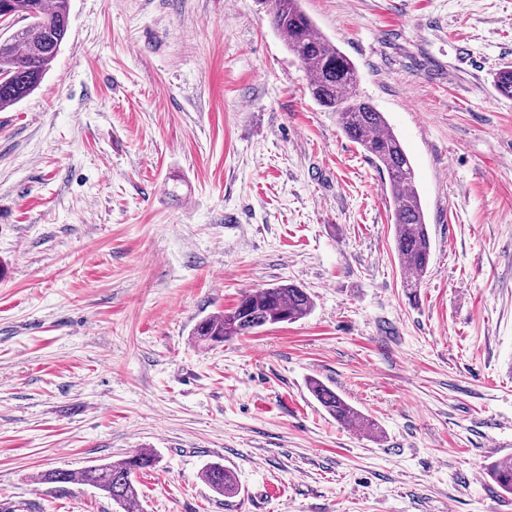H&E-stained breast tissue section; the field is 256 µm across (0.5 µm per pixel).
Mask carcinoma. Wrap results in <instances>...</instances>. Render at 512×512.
I'll use <instances>...</instances> for the list:
<instances>
[{
  "label": "carcinoma",
  "instance_id": "obj_1",
  "mask_svg": "<svg viewBox=\"0 0 512 512\" xmlns=\"http://www.w3.org/2000/svg\"><path fill=\"white\" fill-rule=\"evenodd\" d=\"M2 4L8 5L12 15L25 21V25L0 42V110L19 103L40 86L69 26L68 0H0ZM268 15L287 49L309 72L312 98L335 112L344 135L386 176V188L393 202L394 246L406 270L403 288L409 300H416L422 278L428 272L432 240L407 152L384 114L359 93V73L354 62L319 31L303 11L301 0H270ZM493 83L500 96L511 99L512 67L505 66L494 73ZM312 307L307 289L291 282L280 283L243 293L234 307L201 320L193 336L200 343L215 345L249 336L265 326L295 323L306 317ZM309 390L336 421L344 426H358L369 436L378 437L375 424L335 390L317 379L309 381ZM155 463L153 452L143 449L77 471L47 470L40 474L39 481L91 485L129 510L139 498L136 473ZM488 475L502 491L512 494V462L503 460L492 464ZM203 479L219 495L237 492L233 474L219 463L209 465Z\"/></svg>",
  "mask_w": 512,
  "mask_h": 512
}]
</instances>
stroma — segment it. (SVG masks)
<instances>
[{
    "mask_svg": "<svg viewBox=\"0 0 512 512\" xmlns=\"http://www.w3.org/2000/svg\"><path fill=\"white\" fill-rule=\"evenodd\" d=\"M302 4L413 162L417 301L384 178L267 0H69L50 71L0 110V508L122 512L39 476L148 448L139 512H512L487 475L512 459V0ZM282 281L307 317L195 341ZM309 390L324 410L342 425H355L361 427V431L373 438L379 436L380 431L373 422L365 418L357 408L323 382L318 379H310ZM203 479L215 493L222 496L235 494L238 490L233 474L219 463L209 465L203 472Z\"/></svg>",
    "mask_w": 512,
    "mask_h": 512,
    "instance_id": "obj_1",
    "label": "stroma"
}]
</instances>
